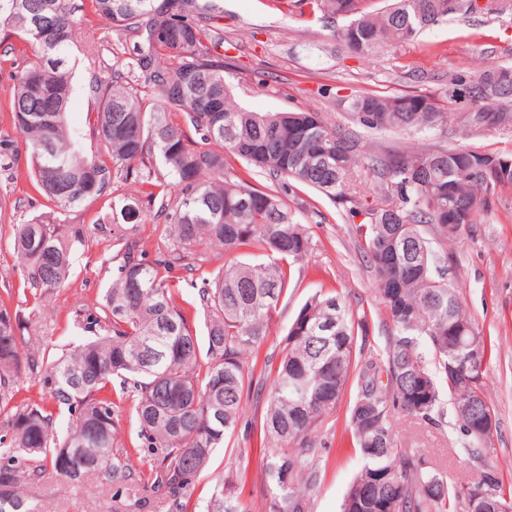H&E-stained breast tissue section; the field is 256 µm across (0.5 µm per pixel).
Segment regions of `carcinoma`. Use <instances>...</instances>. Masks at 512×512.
I'll return each mask as SVG.
<instances>
[{
	"label": "carcinoma",
	"mask_w": 512,
	"mask_h": 512,
	"mask_svg": "<svg viewBox=\"0 0 512 512\" xmlns=\"http://www.w3.org/2000/svg\"><path fill=\"white\" fill-rule=\"evenodd\" d=\"M107 32L138 39L136 57L89 85L93 142L71 134L65 119L69 58L77 21L72 0H0V46L29 54L13 60L7 112L25 135L31 189L46 200L42 219L15 225L20 289L0 295V512H37L23 486L38 482L45 461L70 484L99 473L112 484L114 512H188L195 481L240 423L268 321L294 287L297 263L312 250L307 229L283 197L312 188L363 216L357 227L377 293L394 327L382 352L369 342L371 309L346 306L319 284L288 327L278 362L265 359L268 404L248 439L266 461L274 490L270 512H309L307 489L320 478L317 438L348 384L355 396L345 430L361 458L340 512H512V490L486 465L492 437H479L459 413L464 403L495 413L483 379L467 383L454 367L475 353L472 373H485L493 344L476 327L448 278V242L491 212V199L512 189L503 152L438 144L372 148L364 133L448 132L454 122L475 134L512 124V66L487 64L469 75L467 117L442 111L421 94H363L347 104L349 122L317 112H250L231 97L217 42L193 18L196 0H89ZM322 16L346 18L345 46L371 54L411 41L454 14L512 13V0H392L368 11L361 0H309ZM54 30L47 42L41 24ZM246 174H228L224 152ZM20 163L10 135L0 133V169ZM275 187L255 182V174ZM378 180L388 203L369 206L356 190L363 175ZM129 184L164 217L169 230L150 254L140 209L123 203ZM107 197L114 202L92 226L62 231L54 214ZM98 231L112 235L113 275L94 306L73 312L83 343L58 353L22 357L27 343L13 301L38 303L66 286L74 251ZM215 247L224 265L206 269ZM268 261H240V250ZM200 280L198 310L206 328L200 363L195 325L169 288L175 271ZM39 376L49 401L17 397L22 369ZM119 382L117 400L110 386ZM448 390L468 447L472 483L456 480L412 448L398 447L391 425L399 411L416 424L439 426ZM128 403L138 424L132 448L116 437L115 411ZM69 464L59 466L62 449ZM151 457L138 468L132 451ZM207 512H248L215 489Z\"/></svg>",
	"instance_id": "cac0c4a2"
}]
</instances>
